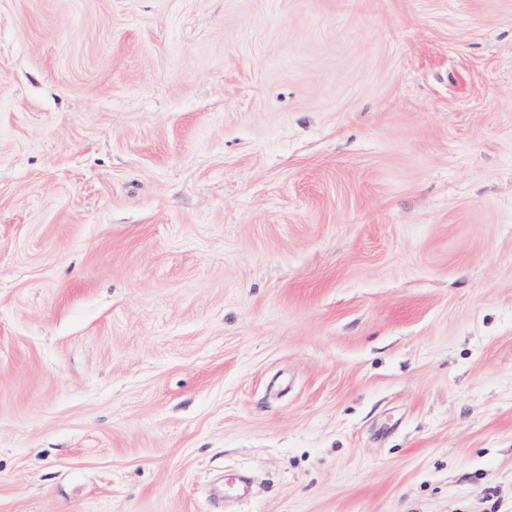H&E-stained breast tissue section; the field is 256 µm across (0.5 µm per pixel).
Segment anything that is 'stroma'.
<instances>
[{"label": "stroma", "mask_w": 512, "mask_h": 512, "mask_svg": "<svg viewBox=\"0 0 512 512\" xmlns=\"http://www.w3.org/2000/svg\"><path fill=\"white\" fill-rule=\"evenodd\" d=\"M512 512V0H0V512Z\"/></svg>", "instance_id": "35a3bbf8"}]
</instances>
